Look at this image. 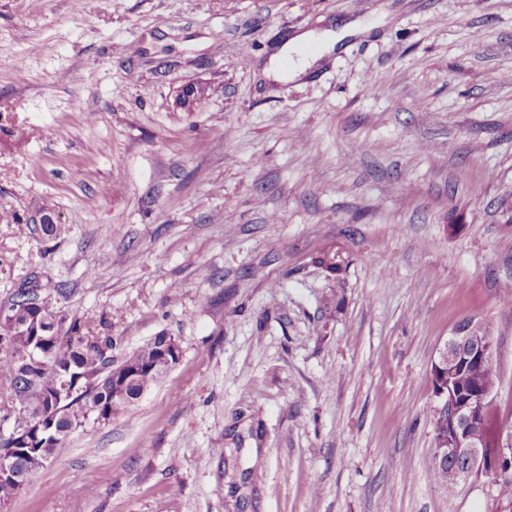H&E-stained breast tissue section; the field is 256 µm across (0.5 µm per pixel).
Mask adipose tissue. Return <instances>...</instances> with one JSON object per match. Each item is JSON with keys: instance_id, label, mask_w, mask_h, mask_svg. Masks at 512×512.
<instances>
[{"instance_id": "ef3b65f1", "label": "adipose tissue", "mask_w": 512, "mask_h": 512, "mask_svg": "<svg viewBox=\"0 0 512 512\" xmlns=\"http://www.w3.org/2000/svg\"><path fill=\"white\" fill-rule=\"evenodd\" d=\"M359 31V26L351 23L344 26L341 31L328 30L319 36L311 31L302 32L286 43L277 54L270 57L264 73L268 79L276 82L299 79L318 62L317 57L304 54L303 47L307 42L314 37H321L325 52L330 53L343 38L358 34Z\"/></svg>"}]
</instances>
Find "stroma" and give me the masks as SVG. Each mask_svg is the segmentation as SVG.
Segmentation results:
<instances>
[{
	"label": "stroma",
	"mask_w": 512,
	"mask_h": 512,
	"mask_svg": "<svg viewBox=\"0 0 512 512\" xmlns=\"http://www.w3.org/2000/svg\"><path fill=\"white\" fill-rule=\"evenodd\" d=\"M4 211L0 307L35 278L114 358L161 333L181 358L0 512H512L430 478L464 317L512 423V0H0ZM363 31L364 28L350 23L344 26L338 34L333 30H327L318 36L312 31L302 32L286 43L277 54L270 57L268 64L264 68V74L268 79L275 82L299 79L306 75L308 70L315 67L320 59L319 55L309 57L307 54L302 53L301 49L307 42L316 37H321L324 50L320 56H323L333 52L336 46L346 37L362 33ZM293 54L296 55V58L293 57ZM285 58L288 60V67L283 66Z\"/></svg>",
	"instance_id": "stroma-1"
}]
</instances>
